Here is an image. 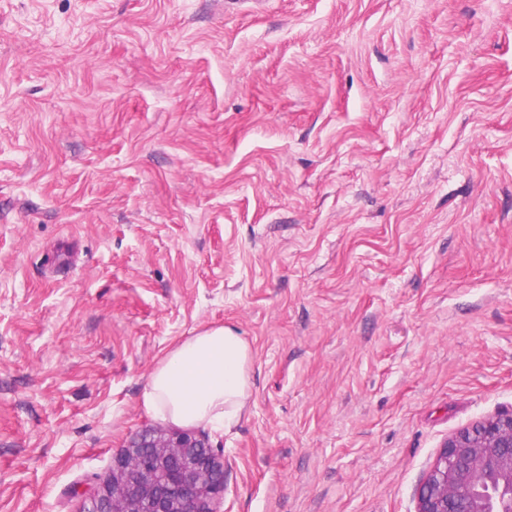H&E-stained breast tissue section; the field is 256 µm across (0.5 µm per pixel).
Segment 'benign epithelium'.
<instances>
[{
  "label": "benign epithelium",
  "mask_w": 512,
  "mask_h": 512,
  "mask_svg": "<svg viewBox=\"0 0 512 512\" xmlns=\"http://www.w3.org/2000/svg\"><path fill=\"white\" fill-rule=\"evenodd\" d=\"M224 451L197 429L139 431L96 480L80 512H221ZM416 512H512V412L444 444Z\"/></svg>",
  "instance_id": "obj_1"
}]
</instances>
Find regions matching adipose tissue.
I'll use <instances>...</instances> for the list:
<instances>
[{
  "mask_svg": "<svg viewBox=\"0 0 512 512\" xmlns=\"http://www.w3.org/2000/svg\"><path fill=\"white\" fill-rule=\"evenodd\" d=\"M250 343L227 327L178 342L149 371L142 405L181 426L224 431L240 417L253 387Z\"/></svg>",
  "mask_w": 512,
  "mask_h": 512,
  "instance_id": "ef3b65f1",
  "label": "adipose tissue"
}]
</instances>
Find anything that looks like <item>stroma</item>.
Returning <instances> with one entry per match:
<instances>
[{"label":"stroma","mask_w":512,"mask_h":512,"mask_svg":"<svg viewBox=\"0 0 512 512\" xmlns=\"http://www.w3.org/2000/svg\"><path fill=\"white\" fill-rule=\"evenodd\" d=\"M221 326L224 512H415L512 412V0H0V512Z\"/></svg>","instance_id":"stroma-1"}]
</instances>
